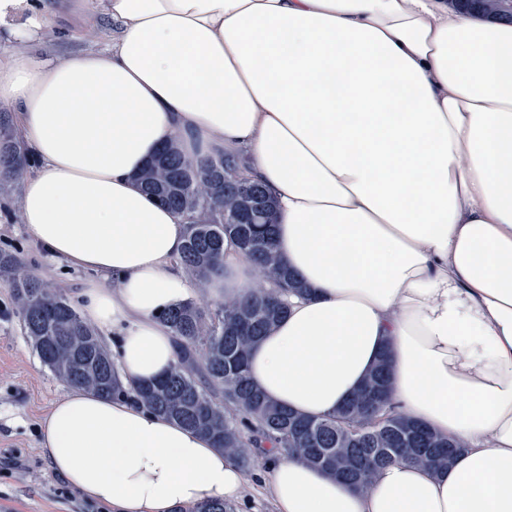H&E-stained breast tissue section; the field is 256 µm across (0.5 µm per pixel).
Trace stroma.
Instances as JSON below:
<instances>
[{
    "instance_id": "1",
    "label": "stroma",
    "mask_w": 512,
    "mask_h": 512,
    "mask_svg": "<svg viewBox=\"0 0 512 512\" xmlns=\"http://www.w3.org/2000/svg\"><path fill=\"white\" fill-rule=\"evenodd\" d=\"M108 21L80 26L67 41L48 30L29 49L51 61L80 48H99ZM0 248L17 252L50 287L75 298L83 273L49 265L17 220L0 223ZM68 389L40 360L16 313L9 286L0 280V512H104L55 475L39 446V426Z\"/></svg>"
}]
</instances>
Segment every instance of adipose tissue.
<instances>
[{
    "label": "adipose tissue",
    "instance_id": "ef3b65f1",
    "mask_svg": "<svg viewBox=\"0 0 512 512\" xmlns=\"http://www.w3.org/2000/svg\"><path fill=\"white\" fill-rule=\"evenodd\" d=\"M100 17L103 48L0 54V107L34 159L19 221L85 272L83 316L115 337L123 379L176 363L162 310L256 285L229 238L223 269L189 280L184 221L137 175L174 138L189 159L235 153L274 197L277 250L307 288L253 346L254 386L325 415L385 353L399 410L465 446L448 470L391 465L365 489L268 454L275 512H512V25L448 0H0L18 39ZM40 435L109 512L232 503L246 482L204 434L79 386Z\"/></svg>",
    "mask_w": 512,
    "mask_h": 512
}]
</instances>
